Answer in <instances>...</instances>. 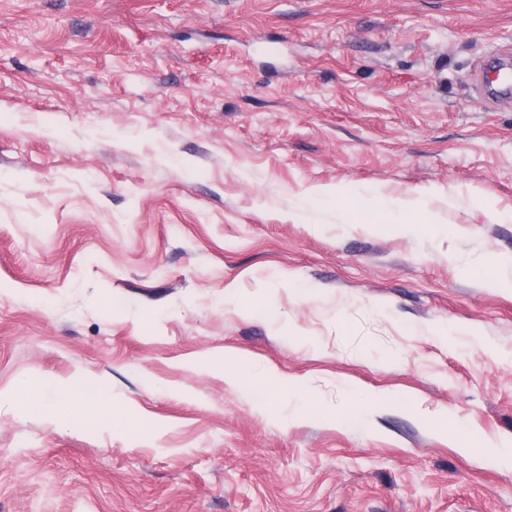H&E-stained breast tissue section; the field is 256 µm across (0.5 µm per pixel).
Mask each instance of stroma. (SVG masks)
I'll list each match as a JSON object with an SVG mask.
<instances>
[{
	"label": "stroma",
	"instance_id": "35a3bbf8",
	"mask_svg": "<svg viewBox=\"0 0 512 512\" xmlns=\"http://www.w3.org/2000/svg\"><path fill=\"white\" fill-rule=\"evenodd\" d=\"M504 53L512 0H0V390L116 404L0 400V512H512ZM418 208L419 205L416 202L397 201L391 198L373 195L365 199L364 207L360 212L355 214L353 223L402 224L404 222H394L393 218L399 216L403 219L405 216L415 213ZM9 397L16 400H27L30 404L38 399L43 404L55 400H65L71 412L75 415H84L90 408L95 417L106 424H112V400L103 398L97 392L94 384H83L79 387L56 384L44 381L36 388L30 381H20L9 393Z\"/></svg>",
	"mask_w": 512,
	"mask_h": 512
}]
</instances>
